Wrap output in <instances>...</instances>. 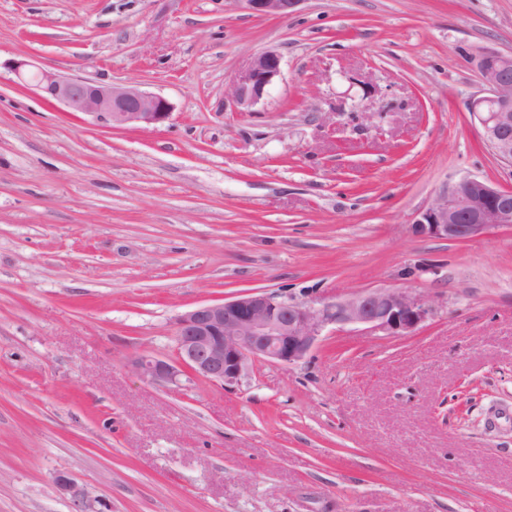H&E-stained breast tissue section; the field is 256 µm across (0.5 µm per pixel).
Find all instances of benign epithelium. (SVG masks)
I'll return each instance as SVG.
<instances>
[{
    "label": "benign epithelium",
    "instance_id": "1",
    "mask_svg": "<svg viewBox=\"0 0 512 512\" xmlns=\"http://www.w3.org/2000/svg\"><path fill=\"white\" fill-rule=\"evenodd\" d=\"M242 2L258 15L287 18L302 0ZM476 67L484 90L471 99L469 111L481 125L483 141L493 156L512 169V53L483 52ZM11 69L46 101L72 112L103 117L114 127L149 129L165 122L172 111L167 98L134 86L60 76L22 59L12 61ZM280 73L278 53L254 55L233 81V102L243 110L257 105ZM490 226L512 228V190L478 176H464L434 197L412 230L420 236L464 241ZM432 311L428 301L406 289L357 291L320 302L251 292L186 311L176 324L177 360L142 355L134 367L152 383H177L189 372L225 388L233 387L240 385L258 362L289 366L301 361L326 331L357 326L369 333L410 336ZM55 484L70 498L75 512H101L96 507L98 498L91 497L69 473H57Z\"/></svg>",
    "mask_w": 512,
    "mask_h": 512
}]
</instances>
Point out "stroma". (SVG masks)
I'll list each match as a JSON object with an SVG mask.
<instances>
[{"instance_id": "obj_1", "label": "stroma", "mask_w": 512, "mask_h": 512, "mask_svg": "<svg viewBox=\"0 0 512 512\" xmlns=\"http://www.w3.org/2000/svg\"><path fill=\"white\" fill-rule=\"evenodd\" d=\"M483 50L512 51V0H0V512H74L60 471L112 512H512V229H411L461 177L512 188L468 110ZM15 59L173 110L115 128ZM363 288L434 312L232 390L132 366L196 305ZM246 7L261 16L287 18L297 11L302 0H243ZM280 73L281 56L278 53L265 51L254 55L233 81V102L243 110L257 105L263 99L267 87Z\"/></svg>"}]
</instances>
